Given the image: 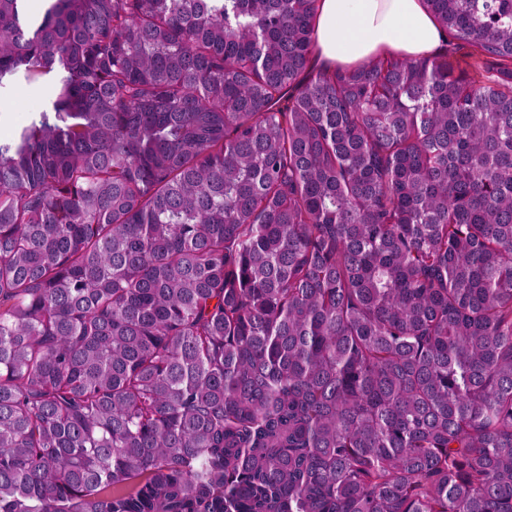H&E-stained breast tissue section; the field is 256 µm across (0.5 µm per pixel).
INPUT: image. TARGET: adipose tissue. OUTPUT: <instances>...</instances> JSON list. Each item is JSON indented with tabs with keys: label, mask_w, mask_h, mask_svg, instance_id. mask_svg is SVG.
Returning <instances> with one entry per match:
<instances>
[{
	"label": "adipose tissue",
	"mask_w": 512,
	"mask_h": 512,
	"mask_svg": "<svg viewBox=\"0 0 512 512\" xmlns=\"http://www.w3.org/2000/svg\"><path fill=\"white\" fill-rule=\"evenodd\" d=\"M447 48V34L421 0H320L316 69H351L377 56L420 60Z\"/></svg>",
	"instance_id": "obj_1"
}]
</instances>
